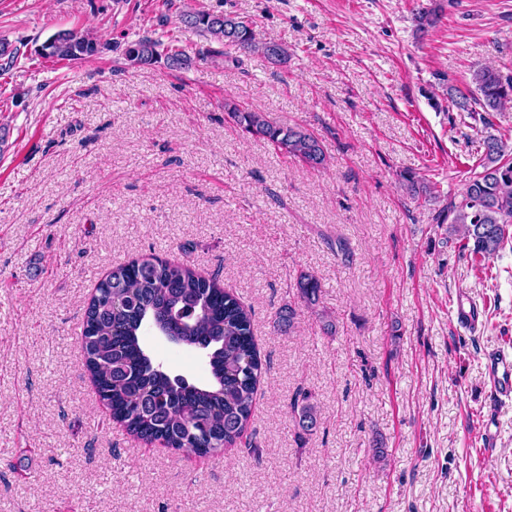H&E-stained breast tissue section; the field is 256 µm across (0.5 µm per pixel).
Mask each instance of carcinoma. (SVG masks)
<instances>
[{
    "label": "carcinoma",
    "mask_w": 512,
    "mask_h": 512,
    "mask_svg": "<svg viewBox=\"0 0 512 512\" xmlns=\"http://www.w3.org/2000/svg\"><path fill=\"white\" fill-rule=\"evenodd\" d=\"M180 21L247 54L262 51L273 63H288V51L274 42H261L249 23L222 13L185 11ZM47 57L78 60L99 52L97 42L60 30L39 48ZM124 56L132 63L153 65L163 59L174 69H189L198 59L174 45L142 38L127 44ZM472 84L456 89L454 105L469 110L478 104L495 112L512 103V75L484 66ZM224 112L237 126L279 152L312 168L326 162L313 134L299 127L270 123L262 113L232 102ZM481 170H472L459 198L448 205L449 231L473 242V262L494 255L512 225V147L488 134L480 141ZM412 198L427 186L412 172L400 174ZM295 288L308 307L321 293L319 278L302 273ZM151 329L177 344L207 350L212 380L205 386L184 376L168 374L142 347L141 336ZM86 367L112 420L145 443H160L174 451L207 455L236 446L246 432L265 364L253 333L252 312L222 286L218 276H204L184 260L154 257L113 268L95 286L85 310L82 329ZM290 410L301 434L318 424L309 394L299 392Z\"/></svg>",
    "instance_id": "carcinoma-1"
}]
</instances>
